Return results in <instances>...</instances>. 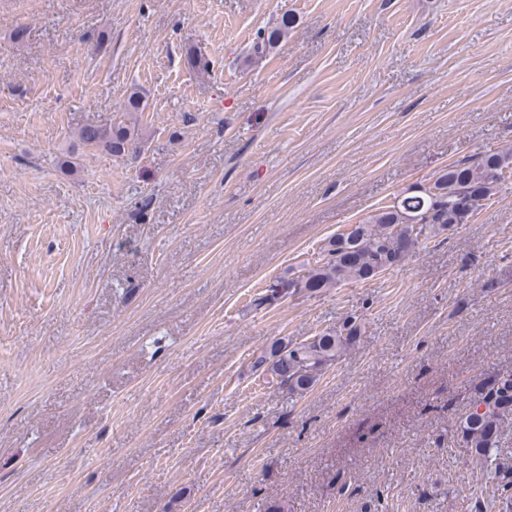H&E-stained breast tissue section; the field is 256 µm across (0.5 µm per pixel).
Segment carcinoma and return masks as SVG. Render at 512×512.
Returning a JSON list of instances; mask_svg holds the SVG:
<instances>
[{
    "mask_svg": "<svg viewBox=\"0 0 512 512\" xmlns=\"http://www.w3.org/2000/svg\"><path fill=\"white\" fill-rule=\"evenodd\" d=\"M295 20L285 14L273 27L256 34L255 49L262 52L279 44ZM146 108V94L131 88L124 100L129 123L85 125L78 138L86 146L114 156L126 154L139 138V115ZM512 178V147L480 154L442 169L422 192L406 191L394 204L376 210L359 224L338 233L325 244L320 257L296 278H280L266 290L260 303L297 292L320 293L338 285L363 283L401 263L420 245V238L438 235L466 224L479 210L468 209L474 195L490 201L506 178ZM353 322L340 330L326 331L301 343L277 341L256 364L263 368L266 384L294 396L308 393L322 372L356 340ZM473 405L458 423L460 444L475 464L495 460L498 472L509 474L512 450L502 448L503 426L512 420V375L483 383Z\"/></svg>",
    "mask_w": 512,
    "mask_h": 512,
    "instance_id": "obj_1",
    "label": "carcinoma"
}]
</instances>
